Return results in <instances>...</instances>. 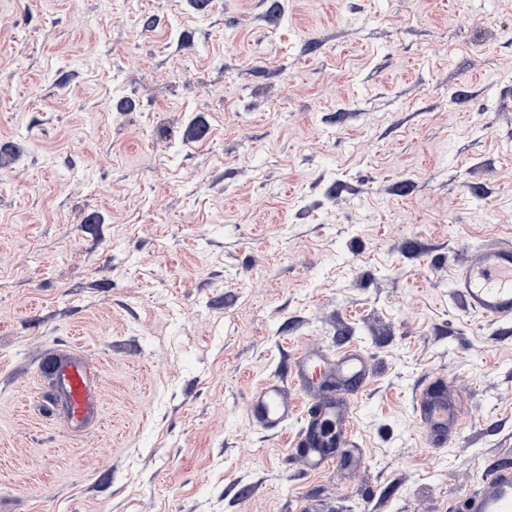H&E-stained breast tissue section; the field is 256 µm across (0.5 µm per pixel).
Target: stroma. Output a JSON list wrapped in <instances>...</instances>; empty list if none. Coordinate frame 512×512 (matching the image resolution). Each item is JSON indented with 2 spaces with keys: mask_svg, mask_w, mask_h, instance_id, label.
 <instances>
[{
  "mask_svg": "<svg viewBox=\"0 0 512 512\" xmlns=\"http://www.w3.org/2000/svg\"><path fill=\"white\" fill-rule=\"evenodd\" d=\"M271 1L0 0V512H449L506 464L512 322L451 277L512 239V0ZM349 344L375 376L314 474L248 398ZM70 349L83 433L45 407ZM69 418L82 427L93 426L100 413V387L97 373L86 355L74 350L53 361ZM419 417L426 426L433 445L437 448L447 447L448 439L458 430L457 396L448 392L447 385L430 381L421 393Z\"/></svg>",
  "mask_w": 512,
  "mask_h": 512,
  "instance_id": "stroma-1",
  "label": "stroma"
}]
</instances>
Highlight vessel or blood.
I'll use <instances>...</instances> for the list:
<instances>
[{
    "label": "vessel or blood",
    "instance_id": "vessel-or-blood-1",
    "mask_svg": "<svg viewBox=\"0 0 512 512\" xmlns=\"http://www.w3.org/2000/svg\"><path fill=\"white\" fill-rule=\"evenodd\" d=\"M456 294L465 307L495 322H512V241L475 249L468 262L453 278ZM327 370L329 379H338L362 391L370 366L354 349L323 359L307 353L296 354L286 372L297 384H305L310 373ZM69 418L83 427L96 424L100 413V387L97 374L86 355L65 352L53 361ZM250 419L269 431L278 430L288 417L303 414L306 432L298 444V458L313 473L333 466L335 455L325 449L330 438L348 435L350 409L329 396L308 409L285 396L278 380L261 384L249 396ZM419 417L435 447L444 448L458 430L459 402L447 385L431 382L419 400ZM465 512H512V467L486 470L479 488L467 496Z\"/></svg>",
    "mask_w": 512,
    "mask_h": 512
}]
</instances>
